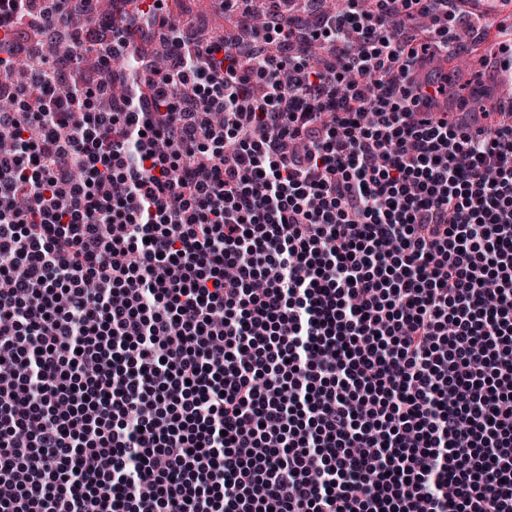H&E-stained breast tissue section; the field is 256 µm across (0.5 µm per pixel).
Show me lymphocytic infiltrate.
Segmentation results:
<instances>
[{"label":"lymphocytic infiltrate","mask_w":512,"mask_h":512,"mask_svg":"<svg viewBox=\"0 0 512 512\" xmlns=\"http://www.w3.org/2000/svg\"><path fill=\"white\" fill-rule=\"evenodd\" d=\"M115 2L0 0V512H512V119L422 73L487 25ZM199 0H184L183 12L180 20L184 27H205L208 31L213 30V10L201 9Z\"/></svg>","instance_id":"1"}]
</instances>
